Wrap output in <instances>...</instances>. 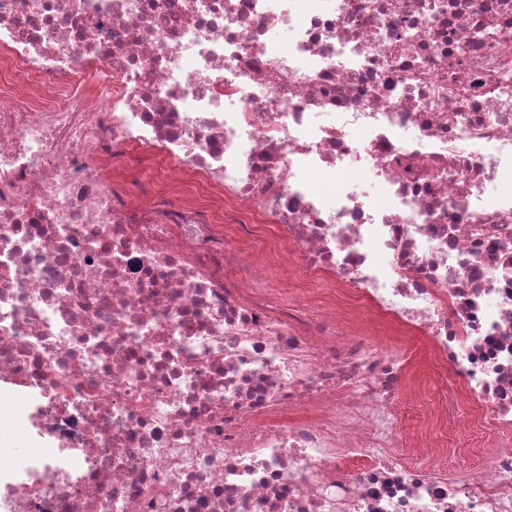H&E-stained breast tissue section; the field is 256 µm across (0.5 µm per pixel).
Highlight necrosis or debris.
<instances>
[{
	"label": "necrosis or debris",
	"mask_w": 512,
	"mask_h": 512,
	"mask_svg": "<svg viewBox=\"0 0 512 512\" xmlns=\"http://www.w3.org/2000/svg\"><path fill=\"white\" fill-rule=\"evenodd\" d=\"M0 92V380L60 442L10 512H512V0H0ZM267 228L337 296L273 305ZM351 299L479 475L396 446ZM371 342L378 346H384L392 341L396 342V348L400 345H409L414 350V361L417 366L425 369L422 385V399L433 398L442 403L446 400L448 429V451L436 459V463L449 472L466 470L469 473H477L483 465L484 458L482 448H474L480 438H476L470 420V405L465 401L452 403L449 393L460 388L459 379L448 370L437 367L431 360L425 346V340L420 335L403 336L395 334L374 333L369 336ZM448 432V435H447Z\"/></svg>",
	"instance_id": "1"
}]
</instances>
